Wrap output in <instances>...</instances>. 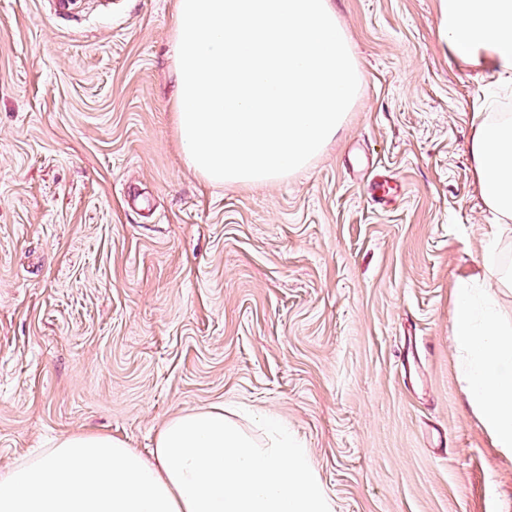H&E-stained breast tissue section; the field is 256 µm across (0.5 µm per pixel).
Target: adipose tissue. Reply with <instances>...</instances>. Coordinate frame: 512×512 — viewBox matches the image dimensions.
<instances>
[{"instance_id":"1","label":"adipose tissue","mask_w":512,"mask_h":512,"mask_svg":"<svg viewBox=\"0 0 512 512\" xmlns=\"http://www.w3.org/2000/svg\"><path fill=\"white\" fill-rule=\"evenodd\" d=\"M439 32L461 63L512 78V0H440ZM471 156L481 196L499 224L485 247L488 275L455 289L453 335L468 359L471 399L485 428L512 451V328L488 291L512 288L497 266L512 242V113L476 114ZM262 441L212 405L167 421L150 456L116 437L75 433L0 472V512H333L305 449Z\"/></svg>"}]
</instances>
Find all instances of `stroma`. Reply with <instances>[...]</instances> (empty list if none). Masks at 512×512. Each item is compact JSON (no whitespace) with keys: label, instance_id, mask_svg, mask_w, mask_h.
Returning a JSON list of instances; mask_svg holds the SVG:
<instances>
[{"label":"stroma","instance_id":"obj_1","mask_svg":"<svg viewBox=\"0 0 512 512\" xmlns=\"http://www.w3.org/2000/svg\"><path fill=\"white\" fill-rule=\"evenodd\" d=\"M332 2L364 75L335 139L220 185L176 138L174 0H0V471L223 404L299 440L335 512H512L452 306L497 221L475 104L512 84L445 51L438 0Z\"/></svg>","mask_w":512,"mask_h":512}]
</instances>
